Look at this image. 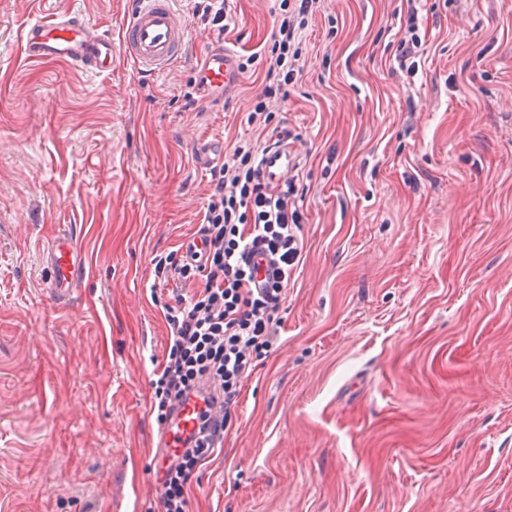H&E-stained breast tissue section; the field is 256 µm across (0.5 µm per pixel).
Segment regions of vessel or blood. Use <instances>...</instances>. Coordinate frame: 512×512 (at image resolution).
Here are the masks:
<instances>
[{
    "mask_svg": "<svg viewBox=\"0 0 512 512\" xmlns=\"http://www.w3.org/2000/svg\"><path fill=\"white\" fill-rule=\"evenodd\" d=\"M187 38L174 0H138L116 40L93 22L76 15L37 20L26 27L23 35L24 52L31 60H64L98 73L111 68L113 57L119 52L149 75L162 73L181 59ZM238 64L233 48L222 44L207 48L198 60L197 70L203 105H213L219 94L230 93L240 84ZM294 166L287 143L273 144L264 155L261 175L278 183ZM47 259L55 272L51 290L60 296L68 295L75 285L80 263L72 237L56 239ZM202 405L199 398H190L162 430L161 445L168 453H175L181 438L194 430V415Z\"/></svg>",
    "mask_w": 512,
    "mask_h": 512,
    "instance_id": "1",
    "label": "vessel or blood"
}]
</instances>
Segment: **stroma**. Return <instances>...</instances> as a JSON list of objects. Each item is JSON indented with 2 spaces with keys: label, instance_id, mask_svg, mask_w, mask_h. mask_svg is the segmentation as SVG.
<instances>
[{
  "label": "stroma",
  "instance_id": "35a3bbf8",
  "mask_svg": "<svg viewBox=\"0 0 512 512\" xmlns=\"http://www.w3.org/2000/svg\"><path fill=\"white\" fill-rule=\"evenodd\" d=\"M135 2L0 0V512L160 507L152 259L191 242L210 166L257 135L280 0H227L221 36L178 0L189 41L158 76L26 59L28 21L79 13L116 37ZM416 7L411 79L394 68L405 0H321L303 33L273 109L304 250L190 512H512V0ZM216 38L255 61L184 110ZM63 232L82 264L59 297ZM47 260L55 272L49 288L57 295H68L74 288L76 268L80 263L72 236L63 235L56 239L48 249Z\"/></svg>",
  "mask_w": 512,
  "mask_h": 512
}]
</instances>
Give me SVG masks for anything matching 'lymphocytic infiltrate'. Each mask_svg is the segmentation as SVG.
<instances>
[{
    "label": "lymphocytic infiltrate",
    "mask_w": 512,
    "mask_h": 512,
    "mask_svg": "<svg viewBox=\"0 0 512 512\" xmlns=\"http://www.w3.org/2000/svg\"><path fill=\"white\" fill-rule=\"evenodd\" d=\"M320 0H280L271 33L263 98L247 115L249 125L269 129L266 101L287 96L303 70L302 34ZM265 145L246 140L211 168L212 191L203 207L200 245L156 258L164 283L180 285L164 318L169 336L165 359L152 381L159 422L178 405L209 387V408L163 474L160 512H189L188 487L203 462L234 424L242 384L278 340V310L301 260L304 216L294 186L271 190L262 181ZM270 272L257 282L258 258ZM191 294H184V287Z\"/></svg>",
    "instance_id": "1"
}]
</instances>
